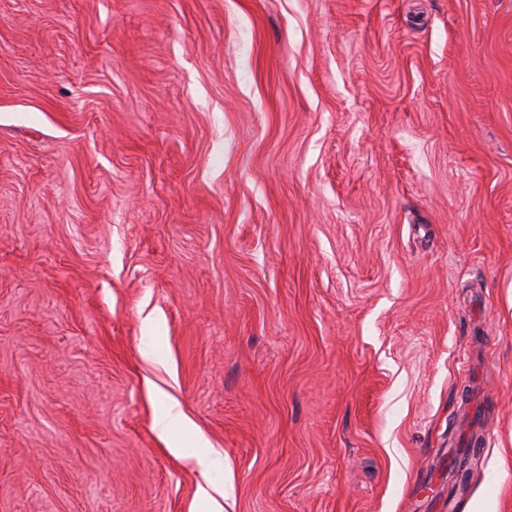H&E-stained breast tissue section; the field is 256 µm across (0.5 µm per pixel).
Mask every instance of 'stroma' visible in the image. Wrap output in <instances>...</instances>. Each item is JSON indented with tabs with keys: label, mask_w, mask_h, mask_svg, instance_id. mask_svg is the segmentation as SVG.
I'll return each instance as SVG.
<instances>
[{
	"label": "stroma",
	"mask_w": 512,
	"mask_h": 512,
	"mask_svg": "<svg viewBox=\"0 0 512 512\" xmlns=\"http://www.w3.org/2000/svg\"><path fill=\"white\" fill-rule=\"evenodd\" d=\"M207 484L512 512V0H0V512ZM155 425L161 434H167L174 429H187L190 424L177 405H169L165 414L156 421Z\"/></svg>",
	"instance_id": "1"
}]
</instances>
